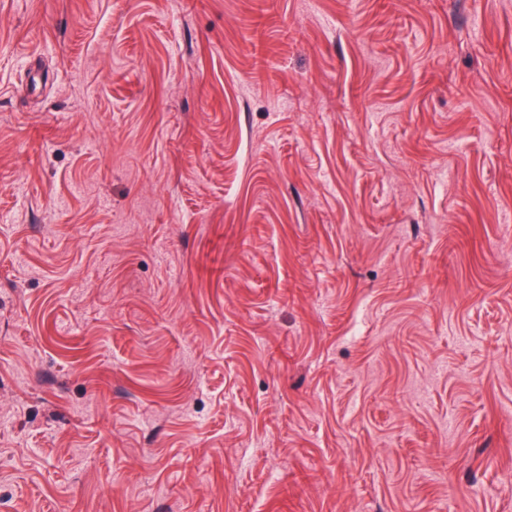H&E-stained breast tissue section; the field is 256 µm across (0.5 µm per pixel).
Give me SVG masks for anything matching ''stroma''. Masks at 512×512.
Returning a JSON list of instances; mask_svg holds the SVG:
<instances>
[{
    "label": "stroma",
    "instance_id": "1",
    "mask_svg": "<svg viewBox=\"0 0 512 512\" xmlns=\"http://www.w3.org/2000/svg\"><path fill=\"white\" fill-rule=\"evenodd\" d=\"M0 512H512V0H0Z\"/></svg>",
    "mask_w": 512,
    "mask_h": 512
}]
</instances>
